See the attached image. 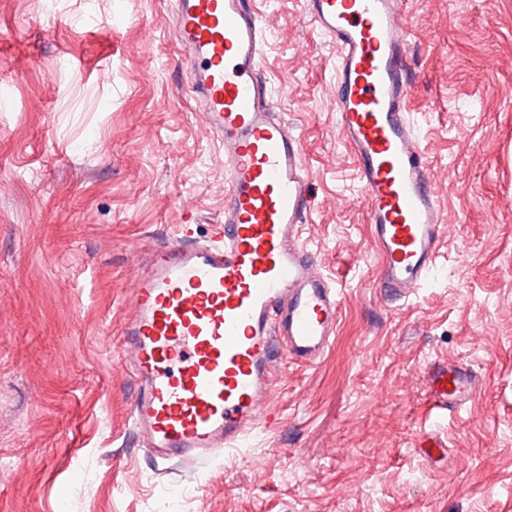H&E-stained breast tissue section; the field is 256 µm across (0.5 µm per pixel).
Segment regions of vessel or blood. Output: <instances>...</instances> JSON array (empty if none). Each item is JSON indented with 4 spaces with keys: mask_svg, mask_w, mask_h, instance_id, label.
I'll return each mask as SVG.
<instances>
[{
    "mask_svg": "<svg viewBox=\"0 0 512 512\" xmlns=\"http://www.w3.org/2000/svg\"><path fill=\"white\" fill-rule=\"evenodd\" d=\"M254 0H172L187 93L224 150V218L185 234L135 277L126 353L140 389L134 430L165 461L205 462L270 424L274 353L311 366L336 337L342 290L304 245L310 175L300 136L262 70ZM337 49L336 124L365 190L380 285L409 299L436 271L447 222L410 107L407 0H303ZM482 389L474 370L434 361L428 415L460 412Z\"/></svg>",
    "mask_w": 512,
    "mask_h": 512,
    "instance_id": "b4317fda",
    "label": "vessel or blood"
}]
</instances>
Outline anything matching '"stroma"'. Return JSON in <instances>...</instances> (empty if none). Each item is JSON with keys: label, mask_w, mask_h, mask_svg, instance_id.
Instances as JSON below:
<instances>
[{"label": "stroma", "mask_w": 512, "mask_h": 512, "mask_svg": "<svg viewBox=\"0 0 512 512\" xmlns=\"http://www.w3.org/2000/svg\"><path fill=\"white\" fill-rule=\"evenodd\" d=\"M262 67L303 142L304 244L342 288L278 423L216 464L162 462L129 422L134 272L224 216V152L185 85L171 0H0V512H512V0H409L411 107L447 216L441 275L378 285L336 129V47L302 0H256ZM483 379L427 421L425 368ZM447 447L425 459L427 431Z\"/></svg>", "instance_id": "stroma-1"}]
</instances>
